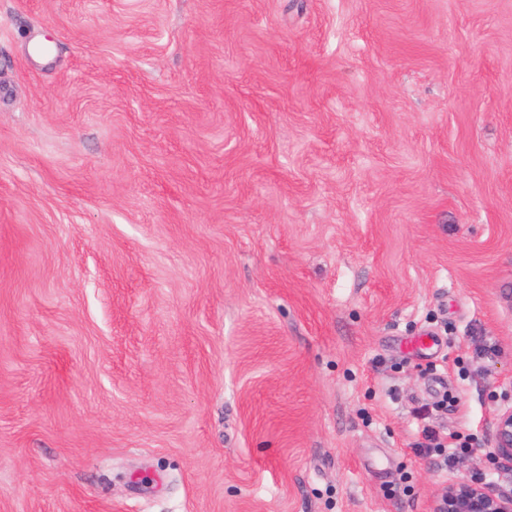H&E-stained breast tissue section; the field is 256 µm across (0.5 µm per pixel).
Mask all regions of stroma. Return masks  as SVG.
Returning <instances> with one entry per match:
<instances>
[{"instance_id":"1","label":"stroma","mask_w":512,"mask_h":512,"mask_svg":"<svg viewBox=\"0 0 512 512\" xmlns=\"http://www.w3.org/2000/svg\"><path fill=\"white\" fill-rule=\"evenodd\" d=\"M508 407L512 0H0V512H433Z\"/></svg>"}]
</instances>
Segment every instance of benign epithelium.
I'll return each instance as SVG.
<instances>
[{
    "mask_svg": "<svg viewBox=\"0 0 512 512\" xmlns=\"http://www.w3.org/2000/svg\"><path fill=\"white\" fill-rule=\"evenodd\" d=\"M490 457L512 461L511 407L497 416ZM433 512H512V490H496L481 479L459 478L437 497Z\"/></svg>",
    "mask_w": 512,
    "mask_h": 512,
    "instance_id": "1",
    "label": "benign epithelium"
}]
</instances>
